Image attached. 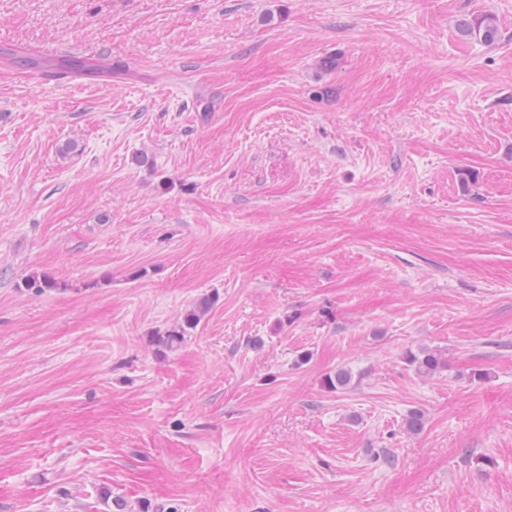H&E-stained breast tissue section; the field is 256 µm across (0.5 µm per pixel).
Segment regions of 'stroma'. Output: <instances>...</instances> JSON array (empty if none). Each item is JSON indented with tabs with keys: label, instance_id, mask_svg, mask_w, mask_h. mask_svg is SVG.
Masks as SVG:
<instances>
[{
	"label": "stroma",
	"instance_id": "1",
	"mask_svg": "<svg viewBox=\"0 0 512 512\" xmlns=\"http://www.w3.org/2000/svg\"><path fill=\"white\" fill-rule=\"evenodd\" d=\"M106 491L512 512V0H0V512ZM459 32L466 39L492 45L498 36V25L493 15L484 14L471 20L464 19L459 25ZM212 303L213 301L210 297L203 298L198 303L197 309H194L193 312L185 318L182 326L177 329L167 331L159 338V345L168 350L181 346L184 342L187 330L195 327L200 319V314H203L207 309H209ZM404 360L406 365L422 378L433 376L448 367L446 353L433 347L409 349L405 352Z\"/></svg>",
	"mask_w": 512,
	"mask_h": 512
}]
</instances>
